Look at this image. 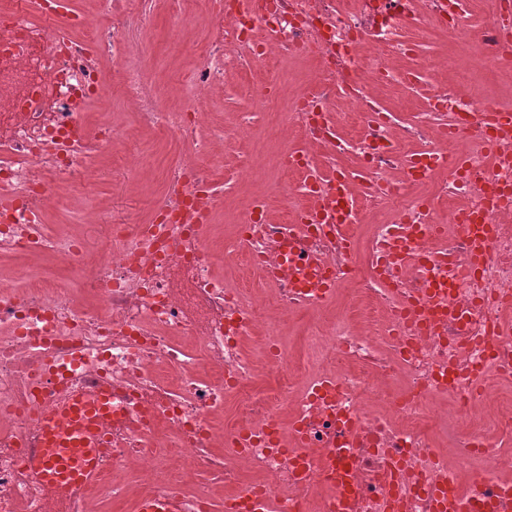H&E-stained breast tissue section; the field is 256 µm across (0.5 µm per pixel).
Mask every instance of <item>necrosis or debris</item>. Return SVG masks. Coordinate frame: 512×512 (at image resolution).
Here are the masks:
<instances>
[{"instance_id": "4bbe7bcc", "label": "necrosis or debris", "mask_w": 512, "mask_h": 512, "mask_svg": "<svg viewBox=\"0 0 512 512\" xmlns=\"http://www.w3.org/2000/svg\"><path fill=\"white\" fill-rule=\"evenodd\" d=\"M32 19L24 0H0V256L32 262L51 256L66 280L19 278L0 270V512H99L128 498L121 474L133 472L139 496L177 492L181 512H212L223 500L230 512H253L264 498L269 512H336V493L311 457L353 469L358 495L349 512H435L432 484L454 475L473 495L478 512L488 497L512 488V450L482 442V426L512 429V338H499L512 312V157L492 158L486 130L466 125L474 112L500 107L477 87L437 81L441 56L404 39L405 29L440 19L456 35L470 0H207L199 21L208 44L184 77L174 103H163L148 74L143 20L162 6L187 40L189 0H95L60 13L58 0H39ZM512 0L495 10L471 38L473 53L491 62L504 46ZM315 69L273 99L253 97V111L282 106L288 132L276 154L280 217L268 220V191L257 188L260 155H240V188L252 189L232 231L216 222L223 203L216 171L227 138H250L252 113L225 130L209 109L225 77L245 60L301 58ZM411 62L396 74L393 59ZM427 77L437 87L412 120L398 123L371 90L396 77ZM119 81L124 103L140 128L179 148L147 199L146 216L105 223L110 201L83 210L76 230L50 233L48 216L70 198L93 194L101 159L117 164L127 189L143 172L134 135L120 127L104 100ZM355 121L338 131L336 100ZM97 102L98 111H82ZM355 160L344 176L352 197L336 190L339 159ZM433 195L454 202L458 222L437 237L442 223ZM332 201L334 221L303 235L302 256L319 265L342 296L344 320L329 325L319 352L301 362L277 337L262 332L269 315L288 320L312 311L295 284L280 274L288 227L305 220L318 199ZM493 227L487 262L462 275L436 255H464L463 231L473 218ZM369 230L359 251L348 250L361 224ZM97 233V250L86 246ZM419 244L408 269L399 259L407 241ZM239 267L258 285L227 281ZM447 286L436 304L473 306L464 333L454 325L413 328L402 310L425 285ZM253 352H246L245 343ZM338 365L334 387L313 388ZM275 379L259 391L258 377ZM112 393L114 418L99 454L97 481L63 496L34 478L28 466L38 448L39 414L51 403L83 392ZM286 404L281 417L278 404ZM455 418H448V407ZM306 446L282 452L292 422ZM248 448L237 449L242 431ZM480 461L490 485L478 488L466 472Z\"/></svg>"}]
</instances>
